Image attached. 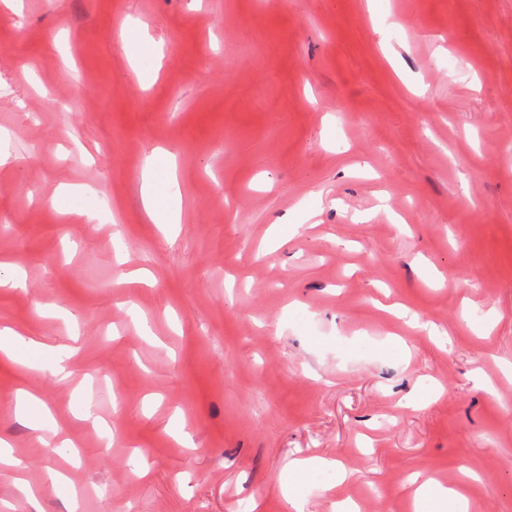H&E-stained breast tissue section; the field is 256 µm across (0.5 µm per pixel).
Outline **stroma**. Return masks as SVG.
I'll use <instances>...</instances> for the list:
<instances>
[{
	"mask_svg": "<svg viewBox=\"0 0 512 512\" xmlns=\"http://www.w3.org/2000/svg\"><path fill=\"white\" fill-rule=\"evenodd\" d=\"M0 149V262L26 275L0 329L78 349L38 387L53 450L0 354V512H33L18 477L43 512H289L310 457L350 477L314 475L307 512H406L411 473L466 468L470 512H512V0H0ZM159 150L167 236L141 197ZM92 171L95 223L57 213ZM29 406H38L41 409V417L38 420L30 422V428L33 431L38 432L39 442L44 447H70L66 441L62 442L60 446L57 444L56 438L59 434V429L52 415L32 393L22 390L16 402V410L20 413H26ZM45 431H48L49 434H45ZM335 471L336 485L346 479V473L330 461L321 457H311L293 462L288 468L287 478L284 479L286 487L284 494L288 502L297 512H303L305 500L302 495V488L306 485L312 475L318 471Z\"/></svg>",
	"mask_w": 512,
	"mask_h": 512,
	"instance_id": "1",
	"label": "stroma"
}]
</instances>
